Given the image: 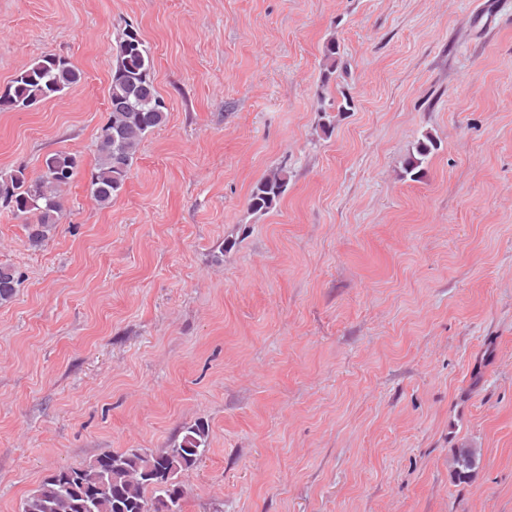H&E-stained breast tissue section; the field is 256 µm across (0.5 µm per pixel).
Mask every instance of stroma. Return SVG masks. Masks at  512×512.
Masks as SVG:
<instances>
[{
  "instance_id": "1",
  "label": "stroma",
  "mask_w": 512,
  "mask_h": 512,
  "mask_svg": "<svg viewBox=\"0 0 512 512\" xmlns=\"http://www.w3.org/2000/svg\"><path fill=\"white\" fill-rule=\"evenodd\" d=\"M130 25L168 117L102 207ZM47 53L82 81L0 112V169L81 166L42 247L0 209V512L198 421L182 512H512V0H0V92ZM288 184V172L284 168L270 170L252 187L248 198V208L253 213L269 211L285 195Z\"/></svg>"
}]
</instances>
